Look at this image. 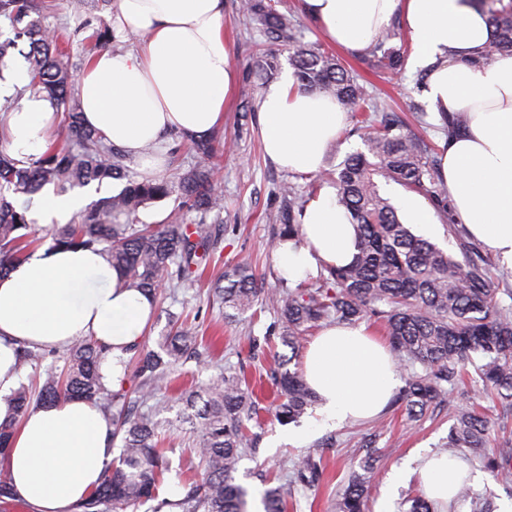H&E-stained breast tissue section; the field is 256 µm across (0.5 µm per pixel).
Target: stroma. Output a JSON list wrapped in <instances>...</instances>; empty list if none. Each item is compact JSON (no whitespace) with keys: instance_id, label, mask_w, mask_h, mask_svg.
I'll return each instance as SVG.
<instances>
[{"instance_id":"obj_1","label":"stroma","mask_w":512,"mask_h":512,"mask_svg":"<svg viewBox=\"0 0 512 512\" xmlns=\"http://www.w3.org/2000/svg\"><path fill=\"white\" fill-rule=\"evenodd\" d=\"M280 8L295 16L301 42L315 43L323 51L337 54L341 63L372 95L379 111L396 112L409 124H421L428 142L439 146L447 128L428 109L424 70L408 67L401 76L387 77L372 68L366 55L338 52L301 12L299 0H280ZM114 13V0H51L43 23L50 32L65 36V59L72 72H79L86 64L94 52L93 32L111 28ZM224 38L238 82L234 99L224 114V129L217 135L218 141L231 145L221 159L219 189L224 196V209L218 223L223 231L222 239L207 258V272L202 279L186 282L175 290L168 287L159 290L149 331L142 340L143 346L160 350L170 330L169 321L174 317L188 321L198 336L200 356L175 368V390L139 401L138 405L142 412L155 410L164 422L165 446L171 461V469L165 473L160 488L164 494L173 486L178 487L180 493H187L190 485L201 483L204 477L203 469L194 465L189 433L192 411L180 403V392L198 388L223 372H235L244 375L250 383H258L268 378L275 356L289 352L288 347L276 341L268 354L251 356L250 337L265 336L268 328L276 324L277 316L271 309L255 307L237 315L235 320L225 319L224 308L213 294L214 281L230 265L245 257L263 278L265 288H280L274 256L276 226L268 217L282 204V187L292 186L297 197L304 200L317 195L326 185V174L335 171L347 154L362 145V132L351 119L330 149L323 172L292 174L276 167L265 156L260 136L257 109L264 88L249 73L255 47L264 43L265 37L257 22L243 12L240 0H224ZM407 95L421 106V114L405 111L403 98ZM471 404L485 409L492 406L484 397L481 383L448 391L441 406L420 420L408 421L404 407L393 403L373 420L323 431L298 448L278 443L284 426L263 409L258 419L247 423L250 432L260 439L259 451L243 452L234 473L235 482L248 491V512H260L265 491L280 485L291 490L288 512H337L336 505L351 475L362 470L365 453L358 442L364 433L373 429L379 434L377 461L368 484L364 512H376L377 502L392 473L416 449L442 451L455 411ZM330 437L335 438V446L324 447V440ZM302 456L319 462L323 474L318 484L296 479L294 463ZM470 465L475 480L468 484L467 496L457 498L450 512H473L475 503L484 499L497 505L512 499V485L495 480L480 459H471Z\"/></svg>"}]
</instances>
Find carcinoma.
<instances>
[{
  "mask_svg": "<svg viewBox=\"0 0 512 512\" xmlns=\"http://www.w3.org/2000/svg\"><path fill=\"white\" fill-rule=\"evenodd\" d=\"M484 13L493 38L481 60L499 53H512V0H471ZM39 0H0V17L18 28L28 40L25 54L31 83L41 87L56 108L64 112V138L37 160L20 165L0 148V275L26 257L32 241L26 215L10 195L33 196L46 185L61 191L74 186L99 184L126 177L122 165L102 137L84 125L72 99V74L62 60L58 37L43 28ZM243 9L261 26L267 40L291 50L290 62L299 89L336 98L361 127L371 126L368 94L356 76L336 57L313 45L297 41L294 18L277 8L276 0H244ZM401 38L394 23L377 39L371 51L372 66L390 74L404 70V52L388 46ZM278 71L277 57L261 54L254 63L255 78L267 82ZM363 148L350 153L328 179L336 199L356 227L358 254L348 266H324L319 274L293 290H266L252 265L240 261L224 271L214 283V294L224 309L242 313L260 302L279 319V339L292 356L279 360L271 371L276 399L273 417L293 421L314 402L299 364L293 363L302 349L306 332L333 317L355 322L372 318L381 326L394 356L418 363L422 371L405 379L398 401L408 418L421 417L440 402L445 386L458 385L466 364L479 354L486 362L477 367L485 389L501 406L497 417L502 428L512 415V312L499 307L492 286L491 261L479 254L460 260L436 244L413 233L378 179L399 183L443 205L448 198L444 184L436 183L426 141L406 132L405 125L389 116L362 136ZM193 166L174 181L128 180L121 192L101 199L79 213L71 223L55 227L52 246L99 247L128 286L155 294L164 285L180 284L196 273L202 260L220 241L216 226L208 223L212 213L224 209L218 191V148L210 140H193ZM284 204L273 215L279 237L298 234L304 206L297 204L292 188L282 189ZM176 194L178 209L166 223L135 224L145 204ZM194 211L198 219L184 222L183 211ZM196 334L181 322L165 338L166 357L144 350L137 373L145 378L140 398L148 400L169 390L167 368L195 354ZM64 376L46 373L38 396L20 385L11 400L17 415H24L33 400L41 403L80 398L93 403L112 420L113 436L123 435L119 464L108 468L101 484L82 504L84 512H114L134 504L159 500L155 512L171 502L159 499L163 472L168 470L160 425L150 412H135L127 395L114 392L101 381L103 348L90 338L78 339L67 350ZM237 374L221 373L201 390L182 393L190 404L200 399L203 409L193 428V448L203 467L205 481L196 486L178 506L183 512H247V491L234 482L233 473L246 448L257 447V439L245 432V422L258 414L253 392L243 387ZM492 445L490 420L473 410L455 414L446 448L455 454L464 450L481 453ZM485 468L509 484L512 482V442L504 439L498 450L483 456ZM373 470L367 457L363 473L353 477L345 490L340 512H364L366 484ZM298 476L315 482L320 465L309 457L297 464ZM288 491L269 489L265 512H285Z\"/></svg>",
  "mask_w": 512,
  "mask_h": 512,
  "instance_id": "carcinoma-1",
  "label": "carcinoma"
}]
</instances>
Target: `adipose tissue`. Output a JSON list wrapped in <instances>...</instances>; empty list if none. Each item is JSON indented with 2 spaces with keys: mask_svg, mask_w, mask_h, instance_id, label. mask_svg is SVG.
<instances>
[{
  "mask_svg": "<svg viewBox=\"0 0 512 512\" xmlns=\"http://www.w3.org/2000/svg\"><path fill=\"white\" fill-rule=\"evenodd\" d=\"M120 34H143L128 51L103 50L76 76L83 122L105 142L137 158L154 176L164 160L157 148L176 131L204 138L224 127V111L237 85L224 40V0H116ZM325 37L356 55L369 49L395 17H402L412 68L426 69V95L437 116L462 114L460 132L445 138L439 177L455 220L512 269V53L483 66L472 58L492 38L485 15L470 0H300ZM0 98L14 107L0 119L7 151L29 163L47 148L56 109L29 87L27 67L8 62ZM264 151L277 166L319 172L328 147L346 125L335 98L299 91L291 72L271 83L258 102ZM34 229L64 224L82 207L79 196L46 188L21 200ZM349 216L326 188L305 207L298 239L279 242L275 264L291 286L326 265H346L355 252ZM155 300L127 287L101 251L42 247L0 276V423L15 422L0 455L15 501L28 512H76L101 483L113 457L112 427L82 399L32 407L17 416L11 400L20 382L21 348L59 350L89 337L105 352L103 383L119 390L123 364L142 340ZM304 376L318 396L316 416L287 432L304 445L324 428L377 416L400 379L392 356L365 324H331L309 344ZM428 499L447 506L465 478L460 458L417 449L409 460Z\"/></svg>",
  "mask_w": 512,
  "mask_h": 512,
  "instance_id": "1",
  "label": "adipose tissue"
}]
</instances>
